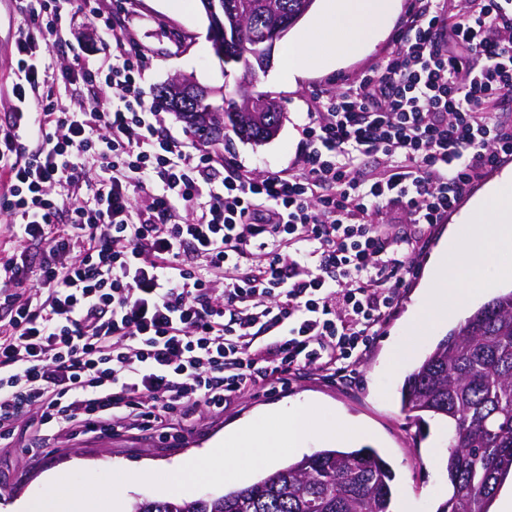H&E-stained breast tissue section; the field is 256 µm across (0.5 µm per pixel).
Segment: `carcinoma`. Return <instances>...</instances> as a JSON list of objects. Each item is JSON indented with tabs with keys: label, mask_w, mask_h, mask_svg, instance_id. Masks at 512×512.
I'll use <instances>...</instances> for the list:
<instances>
[{
	"label": "carcinoma",
	"mask_w": 512,
	"mask_h": 512,
	"mask_svg": "<svg viewBox=\"0 0 512 512\" xmlns=\"http://www.w3.org/2000/svg\"><path fill=\"white\" fill-rule=\"evenodd\" d=\"M241 15L265 7H298L297 0H227ZM217 141L230 126L262 142L280 126V112H239L237 101L214 112L180 113ZM405 411L438 416L452 435L448 479L453 492L439 512H490L512 473V290L494 297L450 330L401 388ZM394 475L372 448H326L241 489L215 498L161 499L132 512H391Z\"/></svg>",
	"instance_id": "1"
}]
</instances>
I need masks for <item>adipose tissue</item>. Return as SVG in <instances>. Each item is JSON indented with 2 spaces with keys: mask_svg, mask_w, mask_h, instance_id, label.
I'll return each instance as SVG.
<instances>
[{
  "mask_svg": "<svg viewBox=\"0 0 512 512\" xmlns=\"http://www.w3.org/2000/svg\"><path fill=\"white\" fill-rule=\"evenodd\" d=\"M397 0H322L319 15L286 51L281 76L288 83L313 71H331L366 54L391 26ZM512 282V170L503 171L468 207L460 227L437 252L435 272L411 314L410 341L432 336L445 322L494 287Z\"/></svg>",
  "mask_w": 512,
  "mask_h": 512,
  "instance_id": "ef3b65f1",
  "label": "adipose tissue"
}]
</instances>
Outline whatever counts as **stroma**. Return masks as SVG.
Instances as JSON below:
<instances>
[{"mask_svg": "<svg viewBox=\"0 0 512 512\" xmlns=\"http://www.w3.org/2000/svg\"><path fill=\"white\" fill-rule=\"evenodd\" d=\"M24 0H0V126L11 120L12 87L15 82L16 29L23 22ZM103 11L132 34V49L146 51L149 70L142 84L143 97L154 102L158 89L178 78H187L212 90L213 106L228 104L241 77L242 66H226L214 53L208 38L209 21L200 0L187 8L166 7L164 0H130L118 9L115 0H100ZM396 28L379 38L372 50L345 62L335 70L317 71L291 86L278 68L259 77L257 91L278 101L282 125L269 141L255 143L225 129L224 139L212 150L219 164H237L263 174L299 164V130L306 118L308 103L318 93L335 89L340 77L358 79L377 65L390 49ZM82 46L84 57L94 63L110 60L112 44L96 21L76 12L70 28L50 47L46 58L49 78L73 68V49ZM448 225L432 228L410 288L401 297L394 316L375 336L351 378L330 382L315 372H305L288 385L273 384L240 397L220 415L199 412L192 427L178 436L162 439L158 433H124L116 437L88 434L78 438L59 434L50 441L36 439L32 432L19 430L13 442L0 447V512H13L25 498L43 494V479L59 472L69 475L73 463L94 466L96 472H123L133 479L118 491L120 512H131L141 500L161 498L158 488L139 482L138 474L170 473L186 458L198 455L246 419H258L275 407L309 401L329 414L364 426L368 434L364 447L377 449L396 473L394 506L411 500L414 512H439L440 487L448 486L446 463L450 432L446 421L416 419L403 411L400 389L404 378L437 343L423 341L416 358L395 371L386 367L393 344L400 340L404 322L416 305L419 289L431 270L438 247L448 239Z\"/></svg>", "mask_w": 512, "mask_h": 512, "instance_id": "35a3bbf8", "label": "stroma"}]
</instances>
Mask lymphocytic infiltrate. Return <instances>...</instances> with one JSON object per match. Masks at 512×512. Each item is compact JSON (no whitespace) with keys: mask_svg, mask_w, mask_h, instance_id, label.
<instances>
[{"mask_svg":"<svg viewBox=\"0 0 512 512\" xmlns=\"http://www.w3.org/2000/svg\"><path fill=\"white\" fill-rule=\"evenodd\" d=\"M81 2L111 35V61L80 68L62 112L20 31L18 104L0 129L11 235L48 246L39 266L23 252L0 262L13 310L0 444L24 417L41 432L162 433L307 369L350 377L428 230L512 157L498 114L512 97V0H409L381 64L315 97L298 171L220 182L213 152L161 132L141 96L146 54L98 0ZM103 86L117 97L102 101Z\"/></svg>","mask_w":512,"mask_h":512,"instance_id":"1","label":"lymphocytic infiltrate"}]
</instances>
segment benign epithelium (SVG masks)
I'll return each instance as SVG.
<instances>
[{"label":"benign epithelium","mask_w":512,"mask_h":512,"mask_svg":"<svg viewBox=\"0 0 512 512\" xmlns=\"http://www.w3.org/2000/svg\"><path fill=\"white\" fill-rule=\"evenodd\" d=\"M204 9L209 18V33L214 52L227 62L240 60L242 42L239 30L243 20L235 16H224L223 0H204ZM310 0H302L299 10L283 12L271 21H260L252 25L249 33L250 58L246 61L247 77L239 82V95L251 112H277L279 104L270 95L255 91L258 75L266 73L273 65L277 42L283 38L291 26L310 9ZM163 90L176 94V99L188 108L197 107L207 101L209 92L188 81L180 80L163 87Z\"/></svg>","instance_id":"obj_1"}]
</instances>
